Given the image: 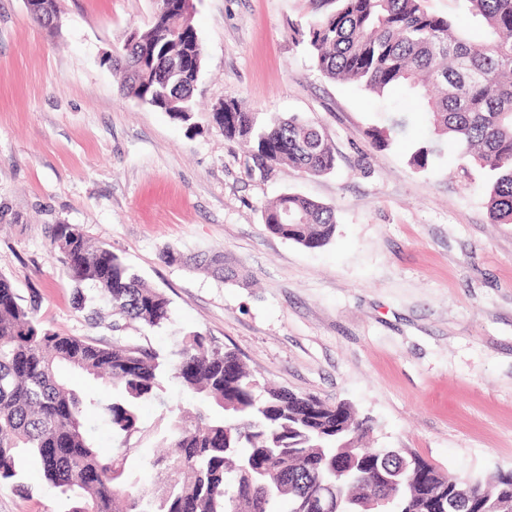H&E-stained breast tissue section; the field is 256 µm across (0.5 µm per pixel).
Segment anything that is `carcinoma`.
<instances>
[{
	"instance_id": "cac0c4a2",
	"label": "carcinoma",
	"mask_w": 512,
	"mask_h": 512,
	"mask_svg": "<svg viewBox=\"0 0 512 512\" xmlns=\"http://www.w3.org/2000/svg\"><path fill=\"white\" fill-rule=\"evenodd\" d=\"M468 2L483 32L476 45L452 19L428 11L425 0H308L306 44L330 80L353 81L378 96L407 89V106L387 126L366 131L372 146L406 133L409 112L421 109L432 138L411 164L425 171L431 158L451 148L480 170L490 223L512 224V0ZM111 61L124 73L120 97L190 120L203 49L181 0H166L165 14L138 28L136 40H125ZM211 122L224 139L250 144L262 171L288 165L321 176L336 167L320 127L298 114L262 119L226 99ZM262 220L269 233L308 249L326 246L336 234V208L296 192L267 204ZM49 237L68 277L93 286L94 295L78 289L75 296L91 324L102 319L98 299L111 311L115 331L132 323L153 330L169 321V299L79 225L53 224ZM162 259L233 277L220 253L167 251ZM40 306L38 292L25 299L0 275V486L29 495L17 470L18 458L27 455L68 512H311L322 490L337 501V512H362L370 495L390 498L389 512H448V489L460 477L417 454L356 447L372 425L350 404L262 386L235 351L201 332L186 334L166 355L119 338L103 347L44 328ZM64 369L111 379L112 395L81 393ZM169 380L204 396L205 404L166 408L160 440L168 451L152 465L167 479L148 485L128 464L137 452L128 442L140 432L142 404L164 403ZM90 411L112 429L115 454H103L94 442L86 427ZM466 481L477 498L459 512H512V470Z\"/></svg>"
}]
</instances>
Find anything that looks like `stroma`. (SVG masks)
Returning <instances> with one entry per match:
<instances>
[{"label":"stroma","mask_w":512,"mask_h":512,"mask_svg":"<svg viewBox=\"0 0 512 512\" xmlns=\"http://www.w3.org/2000/svg\"><path fill=\"white\" fill-rule=\"evenodd\" d=\"M194 4L204 58L186 124L121 98L107 59L156 0H58L53 35L25 0H0V274L21 296L40 290L46 328L111 345L50 249L51 224L80 225L170 301L165 327L131 326L128 341L165 354L198 331L260 381L350 403L372 423L365 447L405 448L454 474L512 468V224L489 222L480 174L452 161L415 169L422 120L373 147L367 130L404 92L325 78L298 36L306 0ZM227 98L315 122L335 171L260 174L209 122ZM288 191L335 207L328 245L265 230L264 207ZM169 249L221 253L238 278L165 263ZM163 408L143 406L130 458L149 484ZM23 468L29 496L1 488L0 512H65L37 464Z\"/></svg>","instance_id":"35a3bbf8"}]
</instances>
